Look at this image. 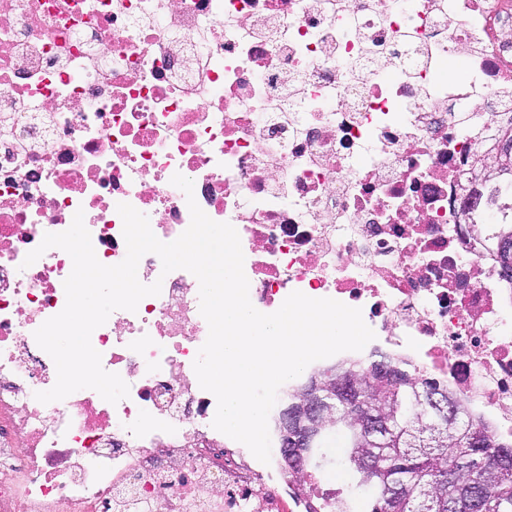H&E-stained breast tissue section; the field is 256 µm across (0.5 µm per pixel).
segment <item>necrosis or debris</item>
I'll return each mask as SVG.
<instances>
[{
	"label": "necrosis or debris",
	"instance_id": "1",
	"mask_svg": "<svg viewBox=\"0 0 512 512\" xmlns=\"http://www.w3.org/2000/svg\"><path fill=\"white\" fill-rule=\"evenodd\" d=\"M511 124L512 0H0V512H304L213 428L197 279L155 254L160 294L91 335L128 397L36 398L73 263L26 255L80 211L122 262L121 203L174 241L177 174L237 230L258 311L361 309L374 351L512 439V282L461 206Z\"/></svg>",
	"mask_w": 512,
	"mask_h": 512
}]
</instances>
